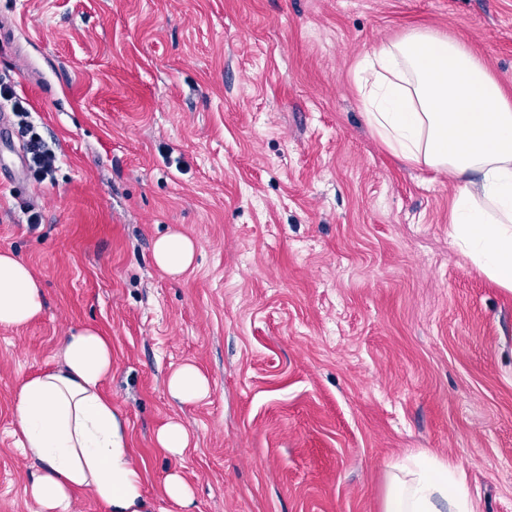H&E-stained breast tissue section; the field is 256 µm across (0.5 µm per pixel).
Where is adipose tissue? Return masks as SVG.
Listing matches in <instances>:
<instances>
[{
    "label": "adipose tissue",
    "mask_w": 512,
    "mask_h": 512,
    "mask_svg": "<svg viewBox=\"0 0 512 512\" xmlns=\"http://www.w3.org/2000/svg\"><path fill=\"white\" fill-rule=\"evenodd\" d=\"M357 89L373 135L394 155L459 180L449 235L489 278L512 291V99L458 41L415 32L381 45L358 66ZM195 243L172 230L153 244L155 265L178 278L193 264ZM44 291L31 269L0 251V326L39 318ZM112 343L94 325L70 331L57 363L17 388L19 449L39 462L25 493L40 512H72L88 491L108 512H152L133 460L128 425L104 383ZM168 392L193 403L211 391L194 364L175 369ZM384 512H478L463 471L424 452L394 474Z\"/></svg>",
    "instance_id": "1"
}]
</instances>
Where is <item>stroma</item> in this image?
<instances>
[{"label": "stroma", "mask_w": 512, "mask_h": 512, "mask_svg": "<svg viewBox=\"0 0 512 512\" xmlns=\"http://www.w3.org/2000/svg\"><path fill=\"white\" fill-rule=\"evenodd\" d=\"M413 31L512 98V0H0V76L59 156L50 181L0 182V249L45 296L0 326V512H37L17 386L85 324L112 340L105 391L154 512H383L417 451L512 512V292L452 241L454 180L391 155L354 81ZM171 230L196 243L176 279L152 258ZM185 363L211 394L181 405ZM172 419L180 458L155 442ZM171 398L181 404L197 402L210 394L209 379L194 364H184L175 369L168 378ZM192 435L180 420H170L156 435V445L174 457H182L190 448ZM163 489L167 497L182 508H189L192 505V489L179 470H172L166 475Z\"/></svg>", "instance_id": "35a3bbf8"}]
</instances>
